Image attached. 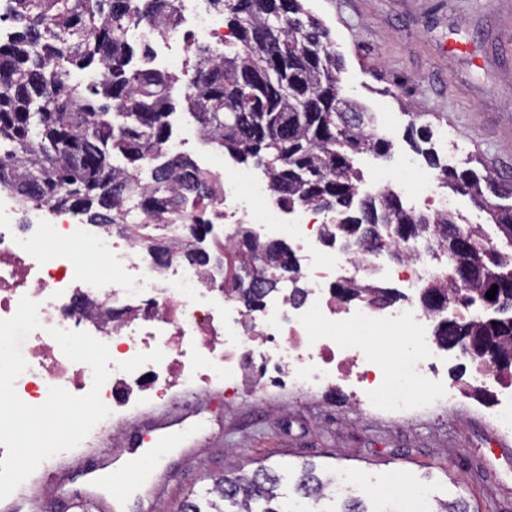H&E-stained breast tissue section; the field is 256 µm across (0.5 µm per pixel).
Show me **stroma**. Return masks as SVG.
Instances as JSON below:
<instances>
[{"label": "stroma", "mask_w": 512, "mask_h": 512, "mask_svg": "<svg viewBox=\"0 0 512 512\" xmlns=\"http://www.w3.org/2000/svg\"><path fill=\"white\" fill-rule=\"evenodd\" d=\"M328 28L344 59V96L373 114L389 113L381 135L387 156L357 155L364 179L373 163L399 164L414 155L409 128L417 113L433 117L427 144L440 165L462 170L482 164L512 174V0H304ZM456 148L445 151L439 135ZM464 397L410 421L391 422L354 404L343 391L271 400L245 395H202L204 416L194 426L210 444L174 448L150 471L99 486L87 503L90 473L111 474L113 456L94 440L77 450V462L50 460L53 492L43 473L29 484L40 512H178L193 492L212 486L225 471L264 461L291 492L297 465L311 462L348 476L350 496L369 512H433L438 502L461 500L470 512H512V459L489 443L495 396L462 370H451Z\"/></svg>", "instance_id": "stroma-1"}]
</instances>
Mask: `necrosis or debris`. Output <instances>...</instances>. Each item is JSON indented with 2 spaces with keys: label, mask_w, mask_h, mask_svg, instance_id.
Here are the masks:
<instances>
[{
  "label": "necrosis or debris",
  "mask_w": 512,
  "mask_h": 512,
  "mask_svg": "<svg viewBox=\"0 0 512 512\" xmlns=\"http://www.w3.org/2000/svg\"><path fill=\"white\" fill-rule=\"evenodd\" d=\"M176 6L166 27L141 23L130 37L148 48L149 64L165 65L180 85L190 70L191 41L220 47L230 34L208 0H177ZM200 169L218 181L214 196L189 197L181 211L159 219L138 213L122 233L90 230L70 211L48 207L30 214L13 193L0 191V319L12 317L26 296L38 303L41 322L25 341L28 368L15 381L23 402L41 405L53 387L78 396L92 387L91 368L63 354L48 333L52 327L89 333L107 344L118 365L157 348L164 354L160 363L131 373L112 370L100 390L110 414L95 426L98 434L121 430L129 411L176 389L236 395L246 387L268 394L281 386L305 397L342 385L358 407L401 422L419 409L458 400L461 390L448 379V351L435 336L438 316L420 301L440 259L413 240L401 243L407 257L396 265L381 251L333 247L335 215L310 205H281L267 172L228 169L213 154ZM371 183L378 192L403 190L413 210L448 205L437 175L412 157L398 171L374 166ZM200 224L208 225L206 234L197 233ZM243 225L259 241L287 243L301 271V299L288 286L268 292L257 305L243 303L227 261ZM149 238L171 243L167 263L158 264L148 252ZM83 241L90 244L84 258L71 248ZM196 246L209 251L210 263L183 258V250ZM89 259L101 263L98 274L86 273ZM345 282L395 284L400 298L383 307L364 299L344 303L336 287ZM345 327L357 341L341 339ZM377 328L405 339L395 366L359 342ZM456 358L471 377L494 381L499 399L492 423L500 435L512 436V381L464 352Z\"/></svg>",
  "instance_id": "4bbe7bcc"
}]
</instances>
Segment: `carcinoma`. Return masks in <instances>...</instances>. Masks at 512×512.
Listing matches in <instances>:
<instances>
[{
  "label": "carcinoma",
  "mask_w": 512,
  "mask_h": 512,
  "mask_svg": "<svg viewBox=\"0 0 512 512\" xmlns=\"http://www.w3.org/2000/svg\"><path fill=\"white\" fill-rule=\"evenodd\" d=\"M224 12L236 42L219 54L197 46L184 100L201 136L239 164L271 175L276 199L312 204L343 215L337 234L359 247L367 241L425 239L442 251L472 259L461 281L453 273L432 280L422 303L439 311L451 297L468 308L478 302L485 315L460 320L458 333L437 325L443 344L467 339L480 356L496 354V369L512 376V176L485 170H441L454 192L486 209L509 250L492 245L478 225L463 229L447 210H406L393 194L355 200L360 174L352 156L385 154L391 144L370 131L371 115L341 95V60L327 27L302 0H209ZM4 19L21 29L0 36V189L15 191L27 204L73 211L91 224L124 223L125 202L156 214L182 206L183 194L204 197L212 184L189 158L154 167L152 183L133 201L142 168L171 134L172 102L167 73L132 66L131 25L144 19L170 21L175 0H7ZM101 72L94 83L73 78L74 70ZM120 157L123 165H113ZM263 249L288 272V251L260 245L243 231L238 264L248 265ZM497 286L495 299L486 298ZM331 482L306 462L295 492L317 504ZM281 477L264 464L224 474L202 498L186 499L179 512H294L279 492Z\"/></svg>",
  "instance_id": "carcinoma-1"
}]
</instances>
